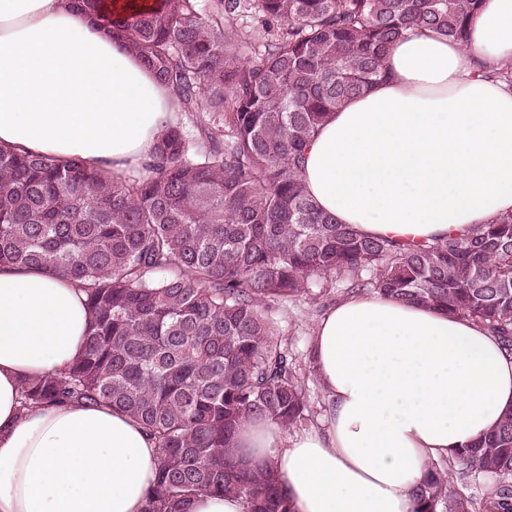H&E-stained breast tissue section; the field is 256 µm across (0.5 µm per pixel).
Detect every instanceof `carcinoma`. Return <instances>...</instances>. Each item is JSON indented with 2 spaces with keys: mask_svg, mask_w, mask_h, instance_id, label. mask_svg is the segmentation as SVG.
<instances>
[{
  "mask_svg": "<svg viewBox=\"0 0 512 512\" xmlns=\"http://www.w3.org/2000/svg\"><path fill=\"white\" fill-rule=\"evenodd\" d=\"M485 0H159L108 20L193 116L160 132L145 173L0 149V265L86 296L75 363L26 380L21 410L109 406L160 448L143 512L221 493L291 512L267 462L235 444L250 419L306 420L304 380L272 327L314 288L370 292L481 324L512 350V214L461 237L407 243L323 213L302 178L328 118L384 72L391 44L428 28L467 40ZM512 89V63L483 71ZM448 464L489 479L474 499L432 463L414 512H512V411Z\"/></svg>",
  "mask_w": 512,
  "mask_h": 512,
  "instance_id": "1",
  "label": "carcinoma"
}]
</instances>
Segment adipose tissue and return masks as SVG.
I'll list each match as a JSON object with an SVG mask.
<instances>
[{
  "mask_svg": "<svg viewBox=\"0 0 512 512\" xmlns=\"http://www.w3.org/2000/svg\"><path fill=\"white\" fill-rule=\"evenodd\" d=\"M512 61V0H485L467 42L419 29L386 75L310 140L323 211L362 234L445 239L512 213V91L480 75ZM169 90L69 0H0V146L123 172L148 160ZM89 313L71 282L0 266V512H142L158 448L125 413L81 404L20 411L23 381L84 351ZM311 356L322 430L250 420L293 512H413L431 459L470 446L512 410V352L467 318L378 294L319 321Z\"/></svg>",
  "mask_w": 512,
  "mask_h": 512,
  "instance_id": "ef3b65f1",
  "label": "adipose tissue"
}]
</instances>
